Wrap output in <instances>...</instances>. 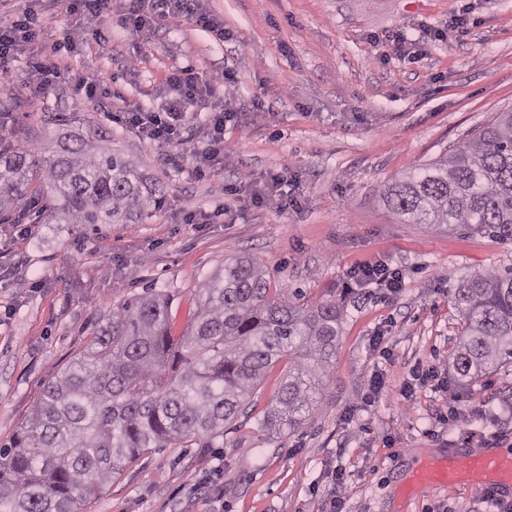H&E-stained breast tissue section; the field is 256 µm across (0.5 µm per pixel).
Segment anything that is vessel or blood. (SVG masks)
Listing matches in <instances>:
<instances>
[{"label":"vessel or blood","mask_w":512,"mask_h":512,"mask_svg":"<svg viewBox=\"0 0 512 512\" xmlns=\"http://www.w3.org/2000/svg\"><path fill=\"white\" fill-rule=\"evenodd\" d=\"M465 480L481 488L490 486L504 493L512 491V453L479 451L461 460L451 452L414 478L418 485L448 487Z\"/></svg>","instance_id":"b4317fda"}]
</instances>
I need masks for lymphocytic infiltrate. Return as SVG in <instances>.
I'll return each mask as SVG.
<instances>
[{"label": "lymphocytic infiltrate", "instance_id": "lymphocytic-infiltrate-1", "mask_svg": "<svg viewBox=\"0 0 512 512\" xmlns=\"http://www.w3.org/2000/svg\"><path fill=\"white\" fill-rule=\"evenodd\" d=\"M65 22L62 36L52 44L41 39L39 18L43 0H28L25 8L0 25V85L11 86L23 80L32 97L44 96L60 83L59 68L48 60L49 54L78 50L77 37L91 32L95 42H102L100 21L115 20L126 31L151 33L167 22L192 18L201 31L218 40L228 39L220 18L206 7L205 0H62ZM23 63V72H16V63ZM167 97L162 108L154 109L133 104L118 114V121L133 133L153 142L165 155L183 148L188 141L185 118L199 103L209 105L207 143L193 152L194 168L198 175L216 174L224 161V129L236 121L237 113L226 101L236 87L231 72L220 77L200 74L184 66L168 71L165 77Z\"/></svg>", "mask_w": 512, "mask_h": 512}]
</instances>
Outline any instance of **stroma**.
Returning a JSON list of instances; mask_svg holds the SVG:
<instances>
[{
  "label": "stroma",
  "mask_w": 512,
  "mask_h": 512,
  "mask_svg": "<svg viewBox=\"0 0 512 512\" xmlns=\"http://www.w3.org/2000/svg\"><path fill=\"white\" fill-rule=\"evenodd\" d=\"M233 40L182 17L150 35L110 25L106 46L50 55L62 72L97 74L106 98L75 105L72 81L24 102L33 143L49 145L45 113L97 125L109 147L163 182L167 203L141 224H0V443L25 422L49 382L78 358L112 304L145 290L169 297L177 329L195 288L227 258L253 256L275 288L307 304L336 298L343 314L325 386L303 423L279 435L253 417L224 427L214 448H152L84 512H328L333 474L345 475V512H489L470 486L428 487L407 498L418 469L448 449H512V365L461 392L448 356L461 330L448 297L457 278L512 264V243L401 224L382 185L472 138L512 110V0H208ZM466 15L465 32L454 19ZM440 30L426 54L403 57L392 36ZM190 65L237 80V122L224 130L220 177L197 176L207 114L187 115L179 164L113 120L137 102H164V79ZM263 101L253 109V101ZM286 209L233 207L224 219L219 182H266ZM211 215L203 230L184 212ZM376 258L401 269L391 294L352 286L349 267ZM434 371L435 380L423 373ZM383 389L363 396L373 378Z\"/></svg>",
  "instance_id": "obj_1"
}]
</instances>
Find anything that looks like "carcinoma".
Listing matches in <instances>:
<instances>
[{"mask_svg": "<svg viewBox=\"0 0 512 512\" xmlns=\"http://www.w3.org/2000/svg\"><path fill=\"white\" fill-rule=\"evenodd\" d=\"M54 150L33 146L0 104V224L25 219L46 192L56 224H138L166 194L102 131L68 120ZM384 207L407 224L448 227L512 242V111L436 163L383 185ZM449 295L462 328L448 357L467 389L512 363V265L456 281ZM199 305L175 335L169 299L147 292L112 305L82 354L47 386L26 425L0 446V512H82L147 448L212 443L251 405L283 357L288 374L257 421L282 432L301 424L322 386L319 371L336 351L341 306H307L301 291H271L248 255L199 288Z\"/></svg>", "mask_w": 512, "mask_h": 512, "instance_id": "1", "label": "carcinoma"}]
</instances>
